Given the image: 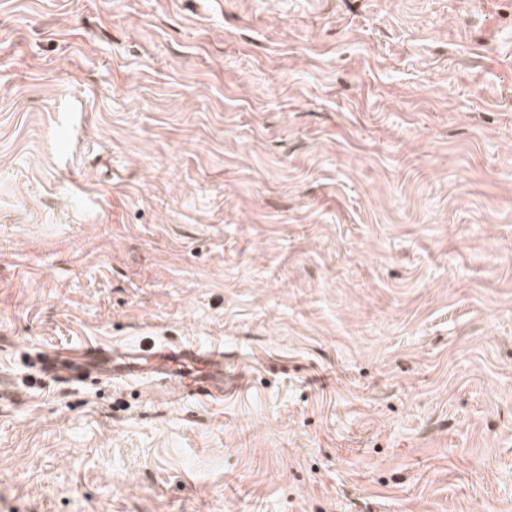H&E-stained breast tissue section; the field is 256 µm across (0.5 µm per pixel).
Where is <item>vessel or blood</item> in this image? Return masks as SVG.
<instances>
[{"mask_svg":"<svg viewBox=\"0 0 512 512\" xmlns=\"http://www.w3.org/2000/svg\"><path fill=\"white\" fill-rule=\"evenodd\" d=\"M35 362L40 371L69 383L162 378L191 395L213 402L224 399V349L220 346L185 343L147 348L132 343L118 353L111 346L98 343L48 356L39 355Z\"/></svg>","mask_w":512,"mask_h":512,"instance_id":"1","label":"vessel or blood"}]
</instances>
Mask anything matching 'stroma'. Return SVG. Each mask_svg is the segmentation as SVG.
Listing matches in <instances>:
<instances>
[{
    "mask_svg": "<svg viewBox=\"0 0 512 512\" xmlns=\"http://www.w3.org/2000/svg\"><path fill=\"white\" fill-rule=\"evenodd\" d=\"M1 370L0 512H512V0H0ZM163 362L167 369L155 367ZM69 383L93 380H151L162 378L187 390L192 396L222 402L224 399V349L220 346L200 347L192 343L170 346L140 343L128 344L117 354L104 343L53 355H37L34 365Z\"/></svg>",
    "mask_w": 512,
    "mask_h": 512,
    "instance_id": "obj_1",
    "label": "stroma"
}]
</instances>
